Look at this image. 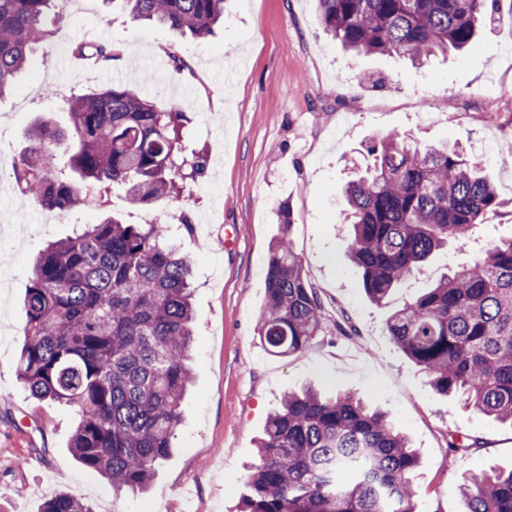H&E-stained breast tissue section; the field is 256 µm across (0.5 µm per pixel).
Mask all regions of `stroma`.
<instances>
[{
    "mask_svg": "<svg viewBox=\"0 0 512 512\" xmlns=\"http://www.w3.org/2000/svg\"><path fill=\"white\" fill-rule=\"evenodd\" d=\"M59 34L0 99V512H41L67 487L95 512H237L257 441L285 392L312 384L324 395L352 393L390 416L420 457L414 512H463V477L512 468V426L437 394L427 373L393 343L385 320L449 269L512 237V0H497L475 46L421 68L403 58L345 52L316 16L315 0H225L213 34L177 38L167 27L105 14L102 0H58ZM109 42L117 60L90 65L79 43ZM177 46L191 73L166 50ZM122 84L162 103L192 99L191 145L205 148L202 179L177 204L191 234L173 231L194 264L193 379L182 403L174 449L146 491L115 495L83 469L69 446L74 408L33 398L16 373L24 341L22 308L34 261L47 242L117 214L140 224L167 204L130 206L115 192L107 207L62 213L16 187L13 171L41 116L69 127L64 100ZM410 135L422 145H461L479 157L504 205L468 238L449 242L387 304L372 302L361 271L346 257L340 224L352 161L373 139ZM288 204L291 242L332 320L354 335L323 333L288 357L257 336L269 249ZM479 437L472 454L449 456V434Z\"/></svg>",
    "mask_w": 512,
    "mask_h": 512,
    "instance_id": "stroma-1",
    "label": "stroma"
}]
</instances>
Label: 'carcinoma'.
Instances as JSON below:
<instances>
[{
  "label": "carcinoma",
  "instance_id": "carcinoma-1",
  "mask_svg": "<svg viewBox=\"0 0 512 512\" xmlns=\"http://www.w3.org/2000/svg\"><path fill=\"white\" fill-rule=\"evenodd\" d=\"M54 0H0V96L31 65L37 45L60 28ZM136 20L180 35L207 36L224 0H103ZM319 24L358 54L407 58L421 66L468 47L495 0H316ZM190 103L164 105L122 84L73 97L70 134L36 122L14 170L22 194L63 212L94 189L110 188L146 207L176 198L200 177L204 150L185 154ZM364 171L343 193L351 226L349 260L378 305L450 239L503 206L479 163L457 148L405 137L375 139ZM257 334L289 356L324 332H355L324 317L317 290L290 241V210L277 214ZM192 265L163 224L116 216L85 224L38 256L23 307L26 337L17 377L38 400L76 409L70 452L112 489L143 491L171 454L191 382ZM392 340L422 366L441 395L512 424V238L491 244L434 287L392 312ZM481 447L452 435L448 448ZM259 463L246 480L240 512H413L419 455L407 436L351 394L289 391L268 417ZM465 512H512V468L475 472L460 484ZM42 512H94L66 491Z\"/></svg>",
  "mask_w": 512,
  "mask_h": 512
}]
</instances>
